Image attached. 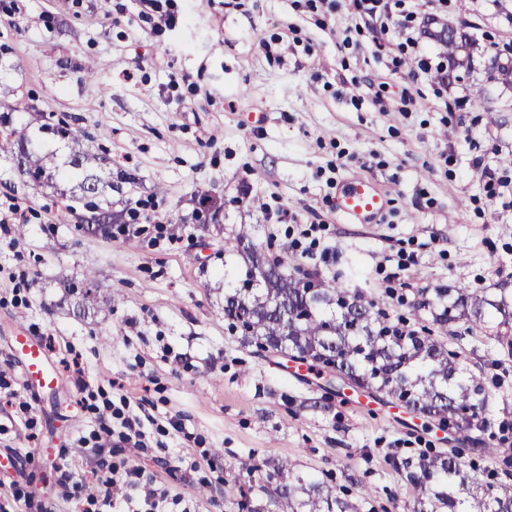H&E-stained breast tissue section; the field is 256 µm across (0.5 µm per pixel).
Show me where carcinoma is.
Segmentation results:
<instances>
[{
	"label": "carcinoma",
	"mask_w": 512,
	"mask_h": 512,
	"mask_svg": "<svg viewBox=\"0 0 512 512\" xmlns=\"http://www.w3.org/2000/svg\"><path fill=\"white\" fill-rule=\"evenodd\" d=\"M70 137L73 155L69 162L76 171L81 162V133L64 129ZM19 153L24 155L26 174L38 182L45 177L51 160L37 157L25 148L17 135ZM441 305L433 327L418 332L376 308L373 301L353 292L340 276L315 281L313 292L296 277L261 280L244 299H225L224 314L241 324L244 334L257 348L279 345L286 354L308 360L319 372L346 376L353 387L369 396L384 394L426 419H435L471 440L469 432L490 427L476 423L478 411L490 396L482 378L466 374L456 366L443 336L448 324L460 317L469 319L464 334L484 332L488 319L498 320L500 330L486 337L512 354V290L499 289L493 297H478L464 286L439 288ZM480 441L472 448L455 447L418 460L392 459L395 470L405 473L414 493L418 512H512V490L495 493L491 486L467 470L466 457L483 454ZM272 469L266 482L288 474V482L269 488L259 486L269 505L286 506L289 512H360L359 505L333 495L316 481L293 473L286 462L268 463Z\"/></svg>",
	"instance_id": "obj_1"
}]
</instances>
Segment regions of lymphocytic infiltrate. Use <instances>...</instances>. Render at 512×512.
I'll use <instances>...</instances> for the list:
<instances>
[{"label": "lymphocytic infiltrate", "instance_id": "obj_1", "mask_svg": "<svg viewBox=\"0 0 512 512\" xmlns=\"http://www.w3.org/2000/svg\"><path fill=\"white\" fill-rule=\"evenodd\" d=\"M101 402L103 409L97 416V430L77 441L78 453H91L96 458L93 470L96 493L79 498L84 479L64 453L55 464L60 473V490L55 501L34 504L29 492L17 485L0 496V512H28L32 507L37 512H65L66 505L76 498L83 501L82 512H112L117 504L132 503L137 497L142 499L145 512H163L168 500L166 492L155 488L152 480L145 478L138 468L113 463L110 447L116 441L136 448L144 447L148 433L165 432V425L151 414L134 413L129 401L117 405L106 398Z\"/></svg>", "mask_w": 512, "mask_h": 512}]
</instances>
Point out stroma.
Segmentation results:
<instances>
[{
	"mask_svg": "<svg viewBox=\"0 0 512 512\" xmlns=\"http://www.w3.org/2000/svg\"><path fill=\"white\" fill-rule=\"evenodd\" d=\"M408 8L416 54L402 48L401 7L379 20L359 0H0V104L28 150L56 164L36 184L14 146L0 149V370L31 405L0 398L1 482L38 500L58 492L54 461L95 427L83 380L184 426L112 452L166 490L172 512H239L225 485L282 460L335 489L372 486L361 512H414L391 460L447 448L448 433L391 398L327 392L224 315L246 269L244 229L414 326L431 322L436 289L489 296L512 282V77L487 71L512 46V0ZM430 18L471 36L465 81L421 73V55L443 60L423 34ZM61 120L84 133L95 195L65 169ZM354 174L390 194L380 223L337 216ZM94 211L109 232L84 229ZM21 334L63 387L26 383ZM446 344L484 378L489 451L476 465L500 472L512 461V358L469 337Z\"/></svg>",
	"mask_w": 512,
	"mask_h": 512,
	"instance_id": "obj_1",
	"label": "stroma"
}]
</instances>
